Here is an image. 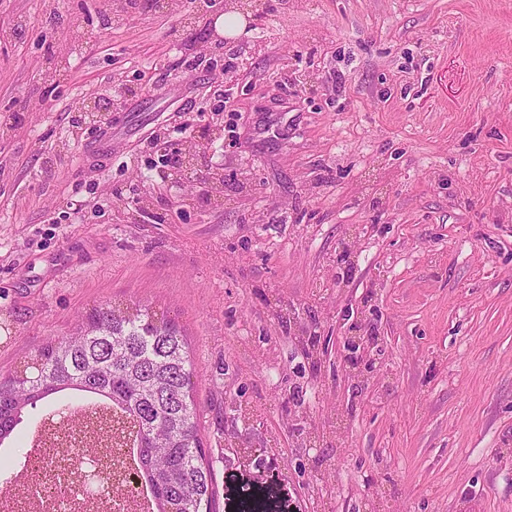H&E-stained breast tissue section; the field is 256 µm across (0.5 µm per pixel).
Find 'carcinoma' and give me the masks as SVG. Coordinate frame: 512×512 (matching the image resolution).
Wrapping results in <instances>:
<instances>
[{
	"mask_svg": "<svg viewBox=\"0 0 512 512\" xmlns=\"http://www.w3.org/2000/svg\"><path fill=\"white\" fill-rule=\"evenodd\" d=\"M195 363L173 322L136 304L101 307L78 329L46 340L23 369L0 376V449L42 403L49 416L87 406L128 425L153 512H214L213 462L206 455L194 393Z\"/></svg>",
	"mask_w": 512,
	"mask_h": 512,
	"instance_id": "carcinoma-1",
	"label": "carcinoma"
}]
</instances>
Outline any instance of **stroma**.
Returning <instances> with one entry per match:
<instances>
[{"instance_id": "obj_1", "label": "stroma", "mask_w": 512, "mask_h": 512, "mask_svg": "<svg viewBox=\"0 0 512 512\" xmlns=\"http://www.w3.org/2000/svg\"><path fill=\"white\" fill-rule=\"evenodd\" d=\"M122 2L0 0V374L140 301L217 512H512V0H263L203 56L173 28L226 0ZM347 336L346 340L351 343L352 352L346 363L354 374H362L373 368L375 358L373 352L374 343L371 336ZM364 369L362 372L361 369ZM370 372V371H369Z\"/></svg>"}]
</instances>
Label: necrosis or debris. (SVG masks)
<instances>
[{"instance_id": "obj_1", "label": "necrosis or debris", "mask_w": 512, "mask_h": 512, "mask_svg": "<svg viewBox=\"0 0 512 512\" xmlns=\"http://www.w3.org/2000/svg\"><path fill=\"white\" fill-rule=\"evenodd\" d=\"M84 454L81 440L60 443L42 438L38 455L23 463L21 484L10 494L18 512H37L44 501L51 503L52 512H92L97 505L102 512H150L152 503L136 475L132 449L116 440L104 454L102 464L110 485L102 498L85 493L75 476V464Z\"/></svg>"}]
</instances>
